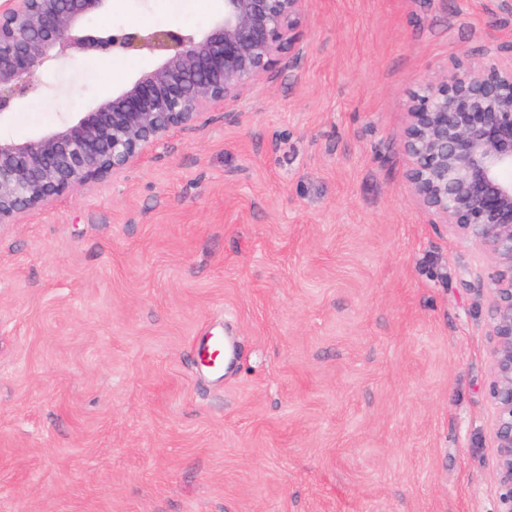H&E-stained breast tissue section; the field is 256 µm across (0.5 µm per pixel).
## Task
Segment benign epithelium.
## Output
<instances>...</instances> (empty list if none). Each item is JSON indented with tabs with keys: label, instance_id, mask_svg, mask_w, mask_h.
Returning <instances> with one entry per match:
<instances>
[{
	"label": "benign epithelium",
	"instance_id": "obj_1",
	"mask_svg": "<svg viewBox=\"0 0 512 512\" xmlns=\"http://www.w3.org/2000/svg\"><path fill=\"white\" fill-rule=\"evenodd\" d=\"M305 0H222L200 31L104 27L112 0H3L0 120L41 68L72 52L147 51L161 63L119 94L24 141L0 135V224L130 166L153 143L241 91L292 52ZM508 59L429 81L408 102L402 149L421 206L495 261L489 397L499 450L500 512H512V45Z\"/></svg>",
	"mask_w": 512,
	"mask_h": 512
}]
</instances>
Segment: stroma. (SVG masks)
<instances>
[{
  "label": "stroma",
  "mask_w": 512,
  "mask_h": 512,
  "mask_svg": "<svg viewBox=\"0 0 512 512\" xmlns=\"http://www.w3.org/2000/svg\"><path fill=\"white\" fill-rule=\"evenodd\" d=\"M510 44L512 0H307L236 101L0 224V512H498L495 263L420 206L401 139L414 92ZM159 62L42 68L0 131ZM202 330L235 336L231 374L202 371Z\"/></svg>",
  "instance_id": "obj_1"
}]
</instances>
